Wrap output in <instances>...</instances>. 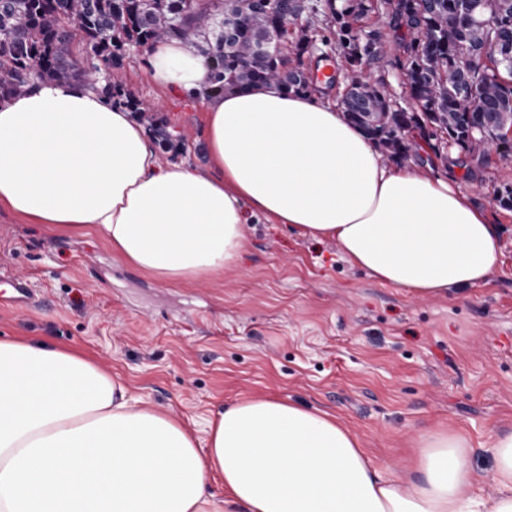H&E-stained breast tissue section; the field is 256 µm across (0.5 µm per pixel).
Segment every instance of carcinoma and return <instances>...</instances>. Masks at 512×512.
<instances>
[{
    "label": "carcinoma",
    "mask_w": 512,
    "mask_h": 512,
    "mask_svg": "<svg viewBox=\"0 0 512 512\" xmlns=\"http://www.w3.org/2000/svg\"><path fill=\"white\" fill-rule=\"evenodd\" d=\"M0 10V101L29 90L39 80L76 78L73 45L80 46L86 72L93 76L121 64L128 47H145L176 38L202 54L208 68L207 94L220 97L246 87L276 84L286 92L307 93L312 83L303 56L258 49V36L272 35L283 23L280 0H12ZM318 0L310 13H323L326 32H314L313 51L327 47L347 60L355 73L383 69L386 41L398 55L394 65L407 79L412 106L391 108L379 78L363 85L361 115L351 122L383 134L384 149L403 157L413 144L403 141L415 127L429 142L443 134L450 151L468 157L470 174L484 166L487 148L512 155V126L486 131L474 142L475 113L512 115V0ZM373 14L381 25L367 35L351 23ZM231 28L214 31L217 19ZM113 104L133 112L140 104L120 86L108 93ZM148 130L164 149L171 147L163 123L148 120Z\"/></svg>",
    "instance_id": "1"
}]
</instances>
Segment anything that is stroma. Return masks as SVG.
Returning <instances> with one entry per match:
<instances>
[{"instance_id": "1", "label": "stroma", "mask_w": 512, "mask_h": 512, "mask_svg": "<svg viewBox=\"0 0 512 512\" xmlns=\"http://www.w3.org/2000/svg\"><path fill=\"white\" fill-rule=\"evenodd\" d=\"M112 79L156 105L174 136L161 164L208 165L200 98L163 89L127 49ZM474 201L502 230L487 283L420 300L353 267L330 240L251 224L239 263L178 285L115 257L95 236L0 210V266L44 297L0 308V337L72 348L118 375L143 406L204 437L225 406L271 397L336 416L388 479L412 473L419 436L463 435L465 469L494 494L490 451L512 431V210L495 199L512 161L490 154Z\"/></svg>"}]
</instances>
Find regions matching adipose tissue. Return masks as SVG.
<instances>
[{"instance_id": "obj_1", "label": "adipose tissue", "mask_w": 512, "mask_h": 512, "mask_svg": "<svg viewBox=\"0 0 512 512\" xmlns=\"http://www.w3.org/2000/svg\"><path fill=\"white\" fill-rule=\"evenodd\" d=\"M159 87L188 94L204 57L153 43ZM208 171L159 164L144 128L99 91L45 82L0 102V208L96 236L170 283L235 266L246 222L334 241L412 297L485 283L500 264L492 216L413 163L386 166L341 107L253 87L204 102ZM464 439L422 438L419 480H388L336 417L278 399L226 406L199 442L77 350L0 339V512H512V434L494 443L496 493L474 495ZM220 477L228 500L208 490Z\"/></svg>"}]
</instances>
